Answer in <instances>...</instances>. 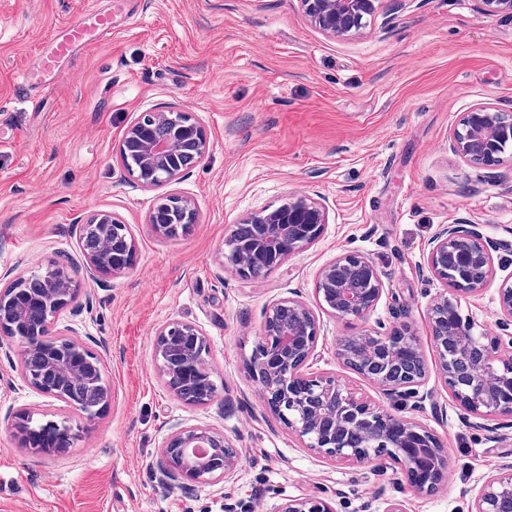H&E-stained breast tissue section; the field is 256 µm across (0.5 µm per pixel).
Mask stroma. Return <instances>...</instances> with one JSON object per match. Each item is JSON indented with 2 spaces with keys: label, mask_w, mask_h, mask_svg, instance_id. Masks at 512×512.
<instances>
[{
  "label": "stroma",
  "mask_w": 512,
  "mask_h": 512,
  "mask_svg": "<svg viewBox=\"0 0 512 512\" xmlns=\"http://www.w3.org/2000/svg\"><path fill=\"white\" fill-rule=\"evenodd\" d=\"M112 15V36L59 60L56 78L38 56L48 36L85 11ZM31 76L36 107L16 87ZM512 113V13L480 0H381L358 33L332 38L305 17L299 0H0V289L3 273L28 274L42 260L79 265L80 224L117 214L136 241L133 266L108 287H89L80 320L104 356L106 408L85 424L73 448L52 456L19 448L0 428V512H279L313 496L337 512H469L485 479L512 456V426L493 442L466 422L430 375V400L413 417L448 451L449 479L418 492L398 466L372 472L313 454L266 410L247 364L263 334L269 303L305 302L318 324L310 372L331 376L401 415V405L337 357L341 339L376 322L414 329L435 362L427 309L443 289L427 268V242L440 225L463 219L512 244V156L473 167L449 148L466 112ZM177 107L204 127L211 148L178 183L198 221L177 238L154 231L158 194L138 187L117 154L143 112ZM291 195L323 204L318 240L259 282L222 262L229 228L275 209ZM368 258L384 293L364 319L324 310L315 288L339 256ZM493 277L462 311L486 335L497 331L498 288L512 281V247L493 255ZM196 324L206 335L217 391L186 403L157 369L154 339L166 322ZM73 417L20 376L18 354L0 355V420ZM223 431L239 457L229 482L159 485L154 467L181 426Z\"/></svg>",
  "instance_id": "obj_1"
}]
</instances>
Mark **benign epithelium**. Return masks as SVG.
Returning a JSON list of instances; mask_svg holds the SVG:
<instances>
[{
  "label": "benign epithelium",
  "instance_id": "1",
  "mask_svg": "<svg viewBox=\"0 0 512 512\" xmlns=\"http://www.w3.org/2000/svg\"><path fill=\"white\" fill-rule=\"evenodd\" d=\"M311 24L331 37L359 32L363 19L377 11L379 0H299ZM512 142V113L480 106L466 113L454 129L450 149L475 166L501 161ZM206 131L189 112L170 109L143 112L127 127L118 154L137 155L122 167L147 190L177 184L209 152ZM191 200L177 192L157 198L149 224L159 233H186L197 223ZM327 223V211L308 196H291L272 211L250 214L224 239V267L257 281L288 256L313 244ZM82 266L72 272L53 260L42 261L15 280L17 292H0V333L19 348L23 380L40 393L65 399L81 420L34 424L20 416L6 425L21 448L62 453L73 447L81 421L94 419L108 404L102 382L104 359L79 339L77 326L60 334L53 314L73 304L84 285H102L128 270L136 245L130 225L110 213L90 216L81 224ZM505 246L484 237L468 221L442 226L428 243V268L445 289L431 301L427 314L438 355V374L470 414L512 418V283L498 289L503 318L501 333L474 332L460 300L486 288L492 253ZM384 293L381 273L357 254L338 257L320 272L316 294L323 308L340 318L363 319ZM318 321L302 301L281 298L266 308L265 331L247 366L267 409L307 448L332 462L382 470L391 461L417 491L432 492L448 479V451L433 432L413 420L391 414L331 377L304 371L313 359ZM157 367L177 398L204 404L214 391L207 363L209 345L193 323L170 320L154 341ZM342 363L374 384L384 396L420 409L429 392V368L411 326L393 332L377 329L343 339L337 348ZM238 455L214 428L184 426L161 449L156 480L168 489L185 482L233 479ZM279 512H335L318 497L289 499ZM470 512H512V464L485 481Z\"/></svg>",
  "mask_w": 512,
  "mask_h": 512
}]
</instances>
